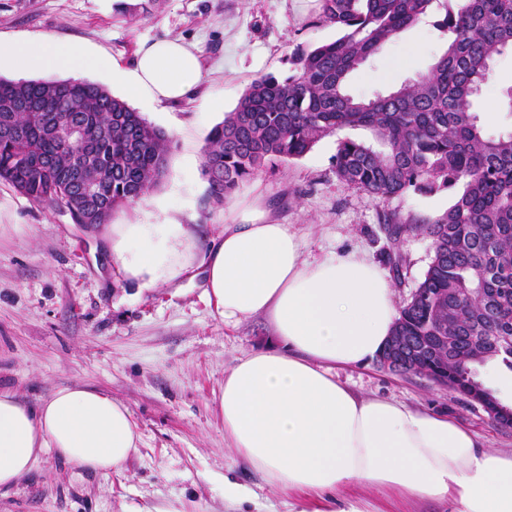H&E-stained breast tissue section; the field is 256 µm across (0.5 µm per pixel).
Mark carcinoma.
<instances>
[{
	"label": "carcinoma",
	"instance_id": "carcinoma-1",
	"mask_svg": "<svg viewBox=\"0 0 512 512\" xmlns=\"http://www.w3.org/2000/svg\"><path fill=\"white\" fill-rule=\"evenodd\" d=\"M450 34L429 71L387 94L355 97L350 73L434 9ZM317 19L341 35L299 50L281 75H263L210 131L208 200L222 205L257 172L337 141L344 185L382 199L463 186L435 217L386 212L398 231L420 229L431 256L397 324L419 366L461 378L497 360L512 372V132L486 133L475 99L496 56L512 51V0H319ZM76 122L86 143L69 139ZM171 139L126 101L86 80L0 77V181L96 231L144 197L167 171Z\"/></svg>",
	"mask_w": 512,
	"mask_h": 512
}]
</instances>
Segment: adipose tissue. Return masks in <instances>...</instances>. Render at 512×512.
<instances>
[{
  "instance_id": "obj_1",
  "label": "adipose tissue",
  "mask_w": 512,
  "mask_h": 512,
  "mask_svg": "<svg viewBox=\"0 0 512 512\" xmlns=\"http://www.w3.org/2000/svg\"><path fill=\"white\" fill-rule=\"evenodd\" d=\"M1 60L22 73L76 78L101 65L52 35L0 43ZM112 79L153 104L184 97L203 68L193 48L164 38L142 46L132 68L113 66ZM112 260L141 289L202 270L225 324L268 316L273 343L225 373L218 409L235 454L287 492L288 512H383L354 495L357 486L444 501L449 512H512V451L482 447L446 414L365 399L336 379V367L376 359L400 316L387 274L366 256L304 261L301 239L284 224L225 225L202 256L189 225L116 224ZM139 442L129 409L101 390L65 386L30 406L0 388V491L42 454L112 471Z\"/></svg>"
}]
</instances>
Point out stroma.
<instances>
[{
	"label": "stroma",
	"mask_w": 512,
	"mask_h": 512,
	"mask_svg": "<svg viewBox=\"0 0 512 512\" xmlns=\"http://www.w3.org/2000/svg\"><path fill=\"white\" fill-rule=\"evenodd\" d=\"M140 0H0V39L51 34L107 59L88 81L112 85V63L132 66L142 44L173 38L197 50L205 80L178 102L136 109L171 138L165 177L141 203L117 211L116 224L193 225L206 249L225 224L259 216L284 224L314 261L358 251L384 270L396 304H404L430 262L417 231L389 237L383 213L433 217L453 198L445 192L383 200L344 186L332 158L336 137L299 159L259 171L224 206L207 201L206 137L252 80L287 71L299 49L335 40L317 21L318 0H161L148 14ZM448 37L433 23L404 30L348 78L355 96L385 93L427 73ZM512 52L495 58L475 103L486 130L512 131ZM401 255V268L390 258ZM273 339L259 314L224 324L202 279L128 285L112 266L107 234L86 236L62 208L39 205L0 182V387L34 403L74 383L126 405L140 433L139 451L120 471L82 475L46 454L15 487L0 494V512H234L224 480L253 490L260 512H288V495L239 461L224 437L217 398L238 359ZM356 394L445 412L485 447L512 450V427L427 378L400 375L377 361L340 367Z\"/></svg>",
	"instance_id": "1"
}]
</instances>
